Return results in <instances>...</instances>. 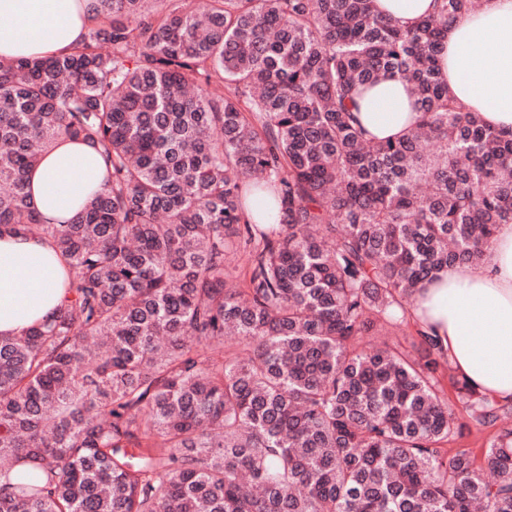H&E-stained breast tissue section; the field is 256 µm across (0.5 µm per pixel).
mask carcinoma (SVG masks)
I'll return each mask as SVG.
<instances>
[{
    "mask_svg": "<svg viewBox=\"0 0 512 512\" xmlns=\"http://www.w3.org/2000/svg\"><path fill=\"white\" fill-rule=\"evenodd\" d=\"M165 2L97 0L71 53L0 60V231L49 239L70 290L0 337V475L32 468L0 512H512V428L448 455L447 355L373 342L512 223V133L437 62L481 2L409 26L374 0ZM391 75L420 117L378 141L358 98ZM61 135L107 185L44 224L28 174ZM452 385L474 424L512 416Z\"/></svg>",
    "mask_w": 512,
    "mask_h": 512,
    "instance_id": "carcinoma-1",
    "label": "carcinoma"
}]
</instances>
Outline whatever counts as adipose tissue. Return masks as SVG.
<instances>
[{
    "label": "adipose tissue",
    "mask_w": 512,
    "mask_h": 512,
    "mask_svg": "<svg viewBox=\"0 0 512 512\" xmlns=\"http://www.w3.org/2000/svg\"><path fill=\"white\" fill-rule=\"evenodd\" d=\"M94 0H0V58L66 53L101 21ZM455 96L496 129L512 131V0L450 21L438 54ZM407 84L389 77L366 89L358 118L376 138L418 119ZM99 149L60 137L29 175L30 206L43 222L76 217L101 191ZM65 265L52 245L0 234V336L54 321L66 299ZM410 319L437 339L456 374L477 392L512 403V223L499 225L479 266L452 265L416 294Z\"/></svg>",
    "instance_id": "adipose-tissue-1"
}]
</instances>
